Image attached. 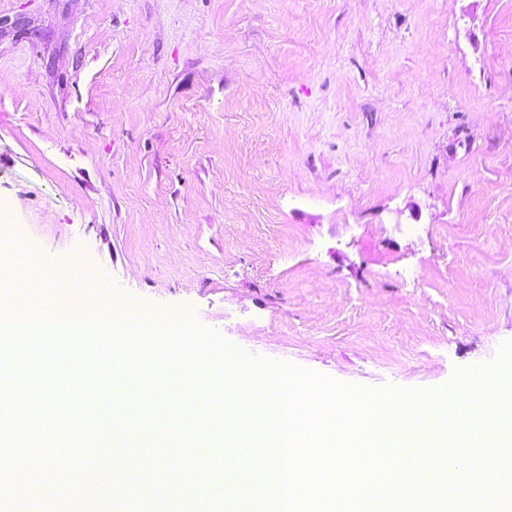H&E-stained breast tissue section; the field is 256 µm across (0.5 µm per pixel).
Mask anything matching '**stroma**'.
Masks as SVG:
<instances>
[{
	"label": "stroma",
	"mask_w": 512,
	"mask_h": 512,
	"mask_svg": "<svg viewBox=\"0 0 512 512\" xmlns=\"http://www.w3.org/2000/svg\"><path fill=\"white\" fill-rule=\"evenodd\" d=\"M0 261L340 383L512 342V0H0ZM233 419L186 456L216 476Z\"/></svg>",
	"instance_id": "1"
}]
</instances>
